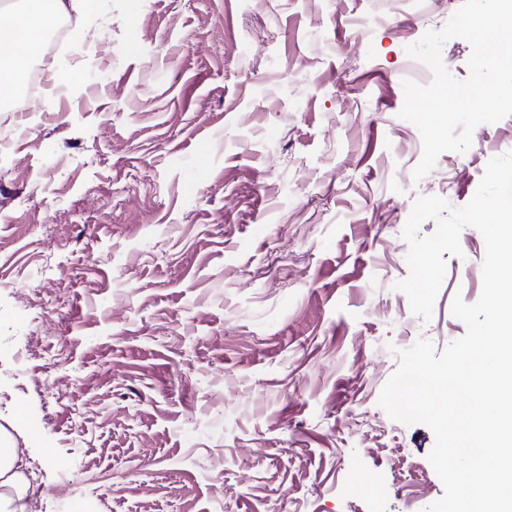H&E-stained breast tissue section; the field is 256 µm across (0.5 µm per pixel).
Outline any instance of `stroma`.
<instances>
[{
	"instance_id": "35a3bbf8",
	"label": "stroma",
	"mask_w": 512,
	"mask_h": 512,
	"mask_svg": "<svg viewBox=\"0 0 512 512\" xmlns=\"http://www.w3.org/2000/svg\"><path fill=\"white\" fill-rule=\"evenodd\" d=\"M462 0H97L0 155V425L32 430L46 512H424L435 437L379 406L418 339L466 332L485 242L430 320L395 290L418 197L461 207L512 116L421 180L406 49ZM96 41L103 63L76 48ZM77 493L53 498L60 481Z\"/></svg>"
}]
</instances>
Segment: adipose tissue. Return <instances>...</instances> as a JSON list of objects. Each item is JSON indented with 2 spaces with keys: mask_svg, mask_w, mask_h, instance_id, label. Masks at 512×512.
<instances>
[{
  "mask_svg": "<svg viewBox=\"0 0 512 512\" xmlns=\"http://www.w3.org/2000/svg\"><path fill=\"white\" fill-rule=\"evenodd\" d=\"M96 0H13L14 22L0 25V101L9 99L25 79L26 60L37 56L53 20L92 12ZM35 457L25 441L0 426V512H30Z\"/></svg>",
  "mask_w": 512,
  "mask_h": 512,
  "instance_id": "adipose-tissue-1",
  "label": "adipose tissue"
}]
</instances>
